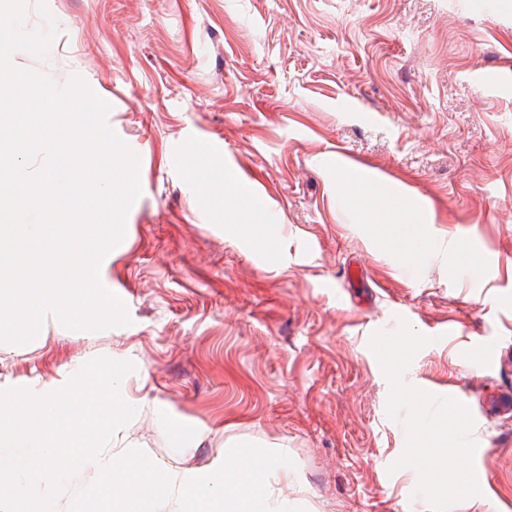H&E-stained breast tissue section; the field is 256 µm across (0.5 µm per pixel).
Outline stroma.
I'll list each match as a JSON object with an SVG mask.
<instances>
[{
  "mask_svg": "<svg viewBox=\"0 0 512 512\" xmlns=\"http://www.w3.org/2000/svg\"><path fill=\"white\" fill-rule=\"evenodd\" d=\"M47 14H40V7ZM53 31L20 70L81 77L140 157L142 194L100 266L130 325H44L0 385L135 366L124 444L210 474L231 446L287 454L295 512H512V12L498 0H25ZM360 166L422 201L439 251L380 249L336 193ZM250 178L277 253L235 237L224 173ZM209 191H201L200 172ZM497 346L494 359L478 348ZM459 499L413 465L417 429Z\"/></svg>",
  "mask_w": 512,
  "mask_h": 512,
  "instance_id": "35a3bbf8",
  "label": "stroma"
}]
</instances>
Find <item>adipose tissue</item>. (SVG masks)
I'll list each match as a JSON object with an SVG mask.
<instances>
[{"label": "adipose tissue", "instance_id": "1", "mask_svg": "<svg viewBox=\"0 0 512 512\" xmlns=\"http://www.w3.org/2000/svg\"><path fill=\"white\" fill-rule=\"evenodd\" d=\"M336 191L350 207L376 217V238L386 247L401 249L416 260L436 249L468 263L475 259L474 253L461 241L447 242L428 237L423 226L429 217L423 207L393 192L378 179H356L344 171L336 180ZM235 201V206L224 212L225 223L231 224L238 236L265 246L273 244L277 237L275 225L254 223V209L249 197L239 195Z\"/></svg>", "mask_w": 512, "mask_h": 512}]
</instances>
